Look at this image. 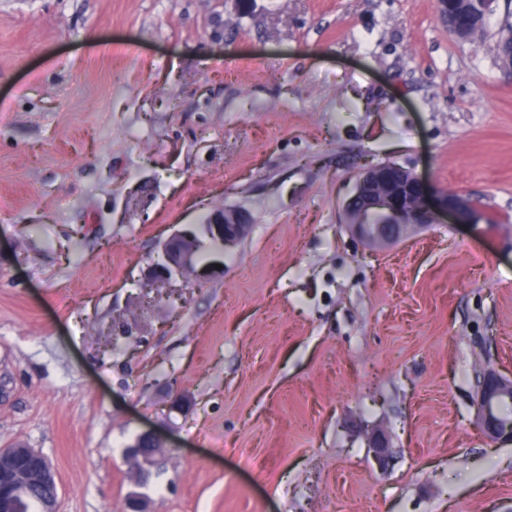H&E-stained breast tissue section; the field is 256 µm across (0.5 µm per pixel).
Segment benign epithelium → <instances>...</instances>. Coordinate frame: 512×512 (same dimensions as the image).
Returning <instances> with one entry per match:
<instances>
[{
  "instance_id": "obj_1",
  "label": "benign epithelium",
  "mask_w": 512,
  "mask_h": 512,
  "mask_svg": "<svg viewBox=\"0 0 512 512\" xmlns=\"http://www.w3.org/2000/svg\"><path fill=\"white\" fill-rule=\"evenodd\" d=\"M452 0H437L438 19L458 40L468 39L470 27L483 23L493 12L496 0H482L481 14L468 15L450 9ZM346 227L350 235L369 247H385L441 222L451 215L459 224H478L485 219L484 209L474 200L460 195L432 197L423 179L394 162H380L363 168L356 177L345 206ZM247 212L222 208L211 214L210 223L173 233L163 244L164 263L151 266L146 275L149 290L160 292L177 280L197 282L208 276L209 268L198 266L199 235L220 240L230 249L249 232ZM512 403V380L494 370L483 373L477 392V420L484 433L493 439H512V420L502 421L501 407ZM366 445L383 465L388 457L384 431L364 429ZM162 450L160 439L147 431L137 436L129 457L148 462ZM47 490L39 512H58V476L48 456L39 448L15 443L0 448V512H23L33 501V489Z\"/></svg>"
}]
</instances>
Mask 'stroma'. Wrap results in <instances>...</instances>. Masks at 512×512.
Instances as JSON below:
<instances>
[{
  "instance_id": "obj_1",
  "label": "stroma",
  "mask_w": 512,
  "mask_h": 512,
  "mask_svg": "<svg viewBox=\"0 0 512 512\" xmlns=\"http://www.w3.org/2000/svg\"><path fill=\"white\" fill-rule=\"evenodd\" d=\"M510 22L512 0L468 41L437 0H0V448L43 450L58 512H512V439L475 415L481 370L512 379ZM388 160L491 223L355 242L353 178ZM221 207L248 235L138 309L163 242ZM365 441L368 448L374 452V456L379 465H384L388 457V444L384 431L377 427L364 429ZM144 443H146L148 447H145ZM162 447L160 439L152 432L147 431L137 436L133 448L127 449V454L129 457L139 462V467H141L142 462H148L156 454L160 453Z\"/></svg>"
}]
</instances>
